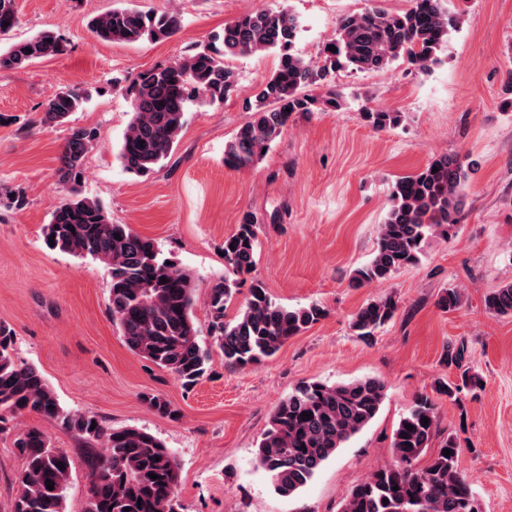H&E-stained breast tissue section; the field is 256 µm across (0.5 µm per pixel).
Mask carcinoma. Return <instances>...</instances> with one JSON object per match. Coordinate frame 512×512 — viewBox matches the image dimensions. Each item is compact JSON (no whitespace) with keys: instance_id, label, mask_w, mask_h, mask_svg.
Segmentation results:
<instances>
[{"instance_id":"1","label":"carcinoma","mask_w":512,"mask_h":512,"mask_svg":"<svg viewBox=\"0 0 512 512\" xmlns=\"http://www.w3.org/2000/svg\"><path fill=\"white\" fill-rule=\"evenodd\" d=\"M444 2L411 0L410 8L402 12L376 6L344 15L336 21L334 37L322 45L315 60L292 52L303 26L290 10H260L239 16L193 52L139 74L118 159L128 173L140 177L153 174L173 151L189 104L198 96L212 104L222 103L235 91L237 75L226 59L274 53L276 69L247 106L251 120L224 143V166L250 169L282 137L293 115L342 107V93L332 88L337 71H384L402 60L412 72L428 73L453 27ZM19 23L15 0H0V36ZM182 26V16L176 12L158 15L132 7L114 8L89 21L98 40L109 43L164 41ZM330 45L336 51H330ZM66 50L61 36L45 30L0 49V72L21 69ZM311 86L327 90L316 96L305 92ZM86 101L78 87L57 88L48 95L39 123L63 124ZM361 117L379 131L402 120L401 113L380 106L363 107ZM96 138L93 128L69 127L58 169V181L67 193L43 226V238L46 244L54 239L53 251L90 257L104 265L110 278L112 322L130 351L190 389L210 371L213 351H219L227 366H257L325 316V309L317 303L288 307L274 301L263 282L255 278L244 300L237 301L238 288L254 272L259 247L257 220L247 212L236 231L224 238V278L209 289L207 303L211 344L202 345L191 274L167 263L153 239L136 233L128 224L112 223L100 202L78 192L84 157ZM468 171L466 158L443 153L432 157L421 170L397 179L391 186V205L379 226L374 255L354 271L352 282L361 286L388 280L420 263L429 239L456 236L463 219ZM2 202L20 209L26 202L25 193L0 185ZM234 304L236 315L229 319L227 310ZM437 304L444 311L456 310L462 305V295L455 288L445 289ZM484 307L493 316L512 317V282L491 289L484 297ZM397 309L392 296L372 300L353 316L352 329L369 341ZM12 341V329L0 322V433L8 430L15 417L35 414L74 433L88 449L105 448L88 461L85 512H125L127 508L130 512H180L179 466L164 443L143 429H108L95 414H76L64 408L41 372L15 359ZM480 384L478 376L469 375L462 377L460 385L440 380L434 391L455 401L461 386ZM385 391V383L376 377L333 384L312 381L295 387L272 410L255 452L256 464L273 490L288 497L299 493L338 449L373 421ZM305 412L310 418H303ZM424 417L429 419L426 426ZM436 419L433 399L426 394L418 397L394 431L393 461L356 484L340 512H478L472 487L457 469V436L448 435L427 466L417 468L418 460L432 445ZM407 424L413 429L405 428ZM14 448L24 460V469L11 512H66L69 456L52 446L48 434L37 427L22 432ZM447 448L451 454L446 457L443 450ZM151 473L157 478H150ZM48 480L53 484L51 490L47 489Z\"/></svg>"}]
</instances>
